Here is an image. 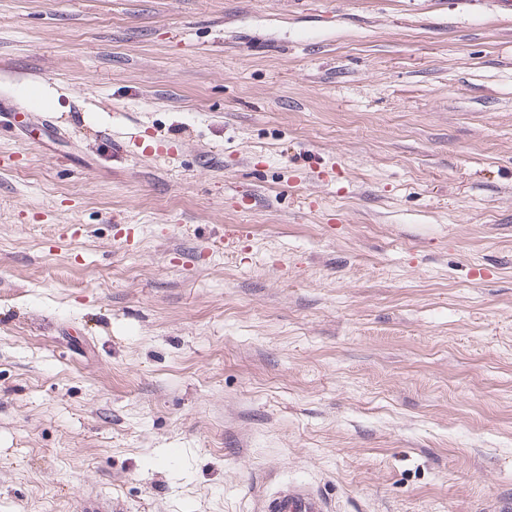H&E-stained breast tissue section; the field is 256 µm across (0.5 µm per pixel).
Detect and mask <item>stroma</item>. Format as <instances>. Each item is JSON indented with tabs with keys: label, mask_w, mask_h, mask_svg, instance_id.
<instances>
[{
	"label": "stroma",
	"mask_w": 512,
	"mask_h": 512,
	"mask_svg": "<svg viewBox=\"0 0 512 512\" xmlns=\"http://www.w3.org/2000/svg\"><path fill=\"white\" fill-rule=\"evenodd\" d=\"M1 98L0 512H512V0H0ZM261 512H329V502L306 485L298 484L267 495H259Z\"/></svg>",
	"instance_id": "stroma-1"
}]
</instances>
